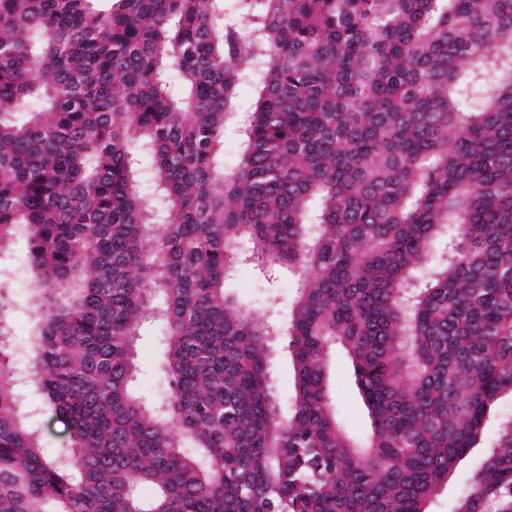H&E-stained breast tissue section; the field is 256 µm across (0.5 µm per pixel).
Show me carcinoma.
I'll return each instance as SVG.
<instances>
[{
  "label": "carcinoma",
  "instance_id": "cac0c4a2",
  "mask_svg": "<svg viewBox=\"0 0 512 512\" xmlns=\"http://www.w3.org/2000/svg\"><path fill=\"white\" fill-rule=\"evenodd\" d=\"M102 2L0 0V320L21 265L36 329L25 380L0 340V512H431L476 448L450 512H512V0ZM245 265L296 280L282 330ZM139 342V348L143 355L142 373L138 378L137 386L140 391L150 395L159 396L164 385L154 372V359L156 356V336L152 327L144 330V335ZM287 343V336H279L275 345L277 353L271 364L273 390L276 392L285 414L288 413V404L294 392V369L287 349H284ZM329 388L343 427L354 438H365L371 429L369 412L355 384L351 361L341 349L333 356ZM36 419L41 425L45 446L47 448L53 451L66 443L68 434L65 431L64 425L50 410L47 411L41 408ZM478 460L479 454L475 452L460 463L456 471L448 479V484L443 493L434 501L431 506V511L448 512V503L455 497V495L468 487L470 483V475L475 470Z\"/></svg>",
  "mask_w": 512,
  "mask_h": 512
}]
</instances>
